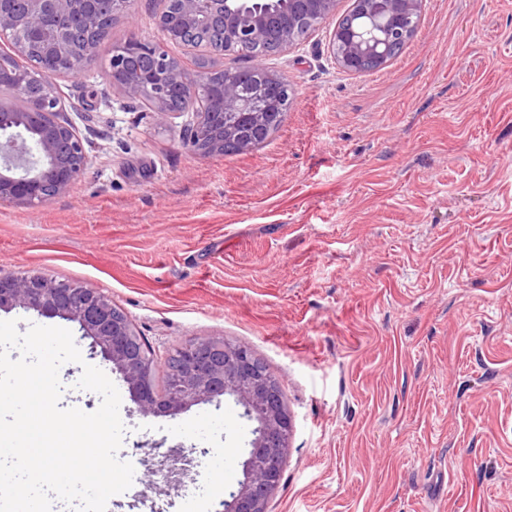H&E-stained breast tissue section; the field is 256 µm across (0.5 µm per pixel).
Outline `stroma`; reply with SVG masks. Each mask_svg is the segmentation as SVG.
I'll return each mask as SVG.
<instances>
[{
  "mask_svg": "<svg viewBox=\"0 0 512 512\" xmlns=\"http://www.w3.org/2000/svg\"><path fill=\"white\" fill-rule=\"evenodd\" d=\"M331 25L267 58L292 90L256 148L201 156L184 114L160 127L107 76L113 48L159 37L133 0L83 75L56 81L90 164L35 208L0 202V273L103 289L156 353L221 337L280 383L293 427L268 512H512V0H426L384 68L349 73ZM60 405L96 411L83 364L121 396L112 512H218L242 477L232 397L141 415L76 323ZM193 448L180 484L145 459ZM196 492L187 503L183 487Z\"/></svg>",
  "mask_w": 512,
  "mask_h": 512,
  "instance_id": "35a3bbf8",
  "label": "stroma"
}]
</instances>
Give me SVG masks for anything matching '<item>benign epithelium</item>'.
Instances as JSON below:
<instances>
[{"label": "benign epithelium", "instance_id": "benign-epithelium-1", "mask_svg": "<svg viewBox=\"0 0 512 512\" xmlns=\"http://www.w3.org/2000/svg\"><path fill=\"white\" fill-rule=\"evenodd\" d=\"M425 0H353L358 23L334 27L329 54L349 72L363 71L369 60L377 68L389 62L394 42H408L418 31ZM160 38L131 39L113 49L107 70L123 94L148 103L160 126L171 115L191 113L184 126L185 144L196 154L221 155L224 139H240V151L256 147V136L272 112L288 107L291 88L264 64L274 53L304 43L326 19L336 15L337 0H288V13L260 0H156ZM130 0H0V39L24 57L41 49L40 63L29 68L0 59V84L12 86L25 99L27 111L16 112L12 100L0 97V202L34 208L67 194L89 161L83 140L57 96L55 79L78 76L94 62L101 33L116 16L128 12ZM217 28L218 45L237 47L255 58L244 69H224L220 111L201 91L203 80L190 77L183 63L165 49L184 43L186 31L201 21ZM33 311L78 324L82 336L100 349L128 385L144 415L175 416L186 408L231 396L243 416L255 424L250 450L242 464L243 478L222 502L223 512H267L280 484L292 430L278 382L260 367L244 346L222 338L190 340L170 362L175 388L165 396L149 386V374L160 357L150 353L129 317L103 291L85 287L82 298L41 273L18 277L0 273V311ZM173 450L158 460L165 483L175 484L188 471Z\"/></svg>", "mask_w": 512, "mask_h": 512}]
</instances>
